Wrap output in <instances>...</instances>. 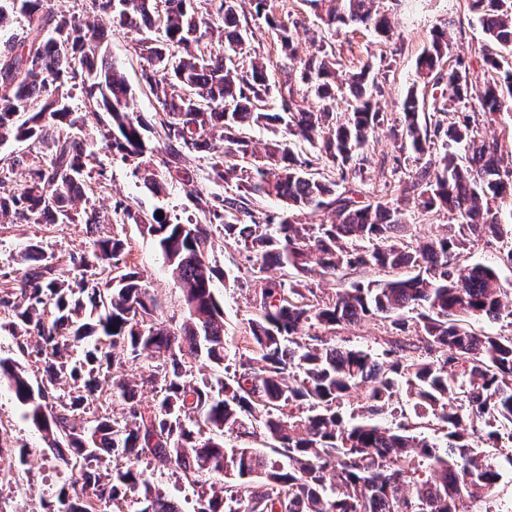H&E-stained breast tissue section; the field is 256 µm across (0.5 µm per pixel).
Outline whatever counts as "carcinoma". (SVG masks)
<instances>
[{
    "label": "carcinoma",
    "instance_id": "obj_1",
    "mask_svg": "<svg viewBox=\"0 0 512 512\" xmlns=\"http://www.w3.org/2000/svg\"><path fill=\"white\" fill-rule=\"evenodd\" d=\"M269 0H256L279 50L295 56L287 19ZM327 31L354 27L388 39L394 26L376 0H304ZM239 0H91L122 28L149 31L138 40L142 75L155 96L164 139L143 135L140 115L128 111L129 88L120 68L100 56L102 32L74 15L56 14L45 0H0V29L20 13L21 36L0 50V146L29 143L32 160L0 158V224H102L94 208L73 212L68 202L107 181L90 166L88 115L106 129V147L144 167V187L160 188L152 168L191 187L197 210L213 222L159 218L123 200L115 224H141L179 287L185 320L175 326L158 313L128 243L117 232L98 235L89 250L62 260L38 244L21 252V275L0 284V329L13 337L21 364L0 357V385L43 433L56 458L75 476L52 500L30 512H184L182 504L145 478V463L170 471L192 490L193 512H467L465 500L489 492L500 473L484 447L512 429V333L468 330L470 319H510L512 294L497 266L469 261L475 238H507L498 266L512 268V224L500 222L493 202L512 195L508 146L480 136L478 125L512 109V64L487 50L488 78L473 81L470 66L448 69V93L425 113L412 86L402 117L391 127L394 147L415 168L393 201H360L356 190L312 171L325 160L343 182L363 177L353 165L369 135L386 121L373 103V64L341 81L336 56L321 47L296 73L278 82L279 110L262 111L270 96L261 63L229 66L245 42ZM489 45L512 46V0H470ZM224 25V50L206 42L204 26ZM448 30L437 28L416 62L417 74L440 73ZM320 102L297 104V85ZM85 91V110L69 104L70 89ZM347 111L335 110L337 97ZM458 105L448 121V102ZM253 126L285 129L262 160L245 135ZM310 145L302 159L288 137ZM439 144L432 165L420 156ZM211 151V172L236 190L206 196L181 166L187 152ZM25 167L20 184L15 169ZM274 197L288 212L251 208ZM450 214L455 224L418 245L407 239L408 206ZM321 212L319 224L296 213ZM245 253V276H277L249 299L248 335L229 370L224 309L214 293L224 275L213 259L215 235ZM359 269L411 274L356 282L328 295L309 275ZM417 311L416 316L408 312ZM375 317L382 350L338 347L322 336ZM146 358L148 374L134 380L126 367ZM68 382L69 390L59 393ZM149 387L151 399L140 396ZM414 401L413 418L395 426L376 417L396 410L400 395ZM354 398L360 414L347 418L340 401ZM448 429L445 446L425 436L420 420ZM259 435L268 450L246 440ZM31 449L5 453L0 485L20 482L33 465Z\"/></svg>",
    "mask_w": 512,
    "mask_h": 512
}]
</instances>
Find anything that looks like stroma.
<instances>
[{
  "instance_id": "35a3bbf8",
  "label": "stroma",
  "mask_w": 512,
  "mask_h": 512,
  "mask_svg": "<svg viewBox=\"0 0 512 512\" xmlns=\"http://www.w3.org/2000/svg\"><path fill=\"white\" fill-rule=\"evenodd\" d=\"M379 3L381 9L389 10L395 26L394 35L388 40L362 28L339 36L331 35L314 16L306 0H274L277 15L283 17L290 14L299 20L294 32L298 56L290 60L279 52L264 20L256 17L252 0H244L239 19L248 30V38L236 57L240 63H263L275 81L282 78L284 71L297 70L300 59L315 53L323 44L333 48L341 73H350L367 61L373 63L381 85L375 100L388 122L375 130L364 149L366 161L360 188L364 198L370 200L393 193L399 179L404 178L410 170L409 165L404 163L395 169L380 163L382 153L391 148L389 124L398 120L401 100L407 89L417 86L419 93L428 100L440 96L443 90L442 85L419 81L415 72L416 60L428 46L434 30L443 25L448 28L446 66H454L461 59L470 63L478 75L483 72L482 49L486 43L470 11V0H403L397 8L392 7L391 0H379ZM50 5L57 13H75L87 21L98 23L105 34L103 52L108 60L119 62L131 87L130 111L139 113L145 136L153 142H161L163 132L153 117L159 105L145 86L142 66L134 52L138 38L136 31L113 25L109 16L91 9L89 0H51ZM88 130L95 138L94 148L101 166L107 171L109 185L104 193L88 199H75L72 203L74 209L80 210L92 204L101 213L108 214L114 202L123 199L147 213L158 208L181 219H200V212L181 183L167 181L164 194L152 196L143 188L132 166L113 155L99 141L98 124H89ZM122 235L134 251L143 283L158 298L165 317L181 322L184 309L179 290L142 226L124 225ZM91 237V232L83 224L66 226L60 232L46 224L7 225L0 228V273H11L18 268L19 255L28 244L37 242L46 252L63 255L87 250ZM215 256L218 265L227 273L226 279L215 283L216 293L224 303V334L235 338L244 335L247 330L246 302L259 284L253 281L248 287H237L234 278L243 254L235 247L216 250ZM0 424L6 428L4 438L7 445L24 444L40 451L34 466L24 478L25 496H18L8 487L0 489V507L5 512H29L40 499L48 497L68 479L69 474L63 470L54 454L47 450L45 441L35 427L23 419L19 404L3 386L0 387ZM491 461L500 472V480L493 491L469 501L470 512H505L507 507H512L511 439L504 437L499 440Z\"/></svg>"
}]
</instances>
